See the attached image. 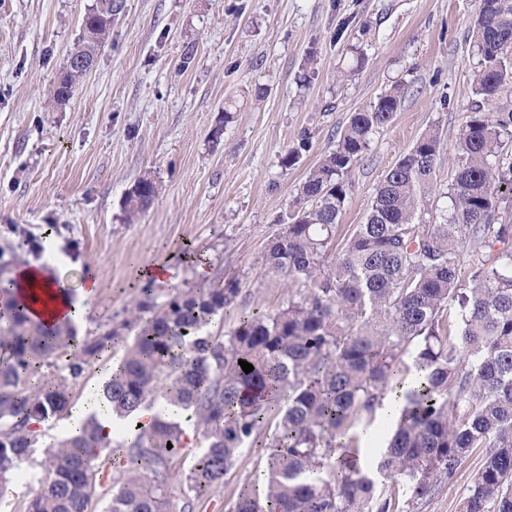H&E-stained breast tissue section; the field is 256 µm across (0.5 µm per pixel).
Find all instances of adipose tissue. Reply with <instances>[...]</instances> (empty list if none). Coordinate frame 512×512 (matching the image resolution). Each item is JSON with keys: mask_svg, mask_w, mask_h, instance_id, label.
I'll list each match as a JSON object with an SVG mask.
<instances>
[{"mask_svg": "<svg viewBox=\"0 0 512 512\" xmlns=\"http://www.w3.org/2000/svg\"><path fill=\"white\" fill-rule=\"evenodd\" d=\"M43 268L38 264L20 267L15 277L21 288L34 293L40 309L38 314L45 322L69 320L75 323L85 318V300L91 299L97 289V276L93 270H86L81 286V299H74L69 292L68 283L59 277H46Z\"/></svg>", "mask_w": 512, "mask_h": 512, "instance_id": "obj_1", "label": "adipose tissue"}]
</instances>
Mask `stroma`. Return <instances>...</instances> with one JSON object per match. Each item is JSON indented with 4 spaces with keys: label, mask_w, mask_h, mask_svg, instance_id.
<instances>
[{
    "label": "stroma",
    "mask_w": 512,
    "mask_h": 512,
    "mask_svg": "<svg viewBox=\"0 0 512 512\" xmlns=\"http://www.w3.org/2000/svg\"><path fill=\"white\" fill-rule=\"evenodd\" d=\"M94 2L0 0V254L52 266L74 294L95 271L79 335L141 297L140 264L168 266L162 294L234 281L247 309H278L293 283L264 266L268 239L351 113L397 84L404 100L354 165L339 222H364L386 171L431 128L439 193L423 221L440 222L448 153L475 99L477 0H123L94 68L58 103ZM291 148L300 159L286 168ZM144 176L160 193L131 220L124 196ZM268 441L258 434L194 512H228L260 485ZM484 455L417 512H457Z\"/></svg>",
    "instance_id": "1"
}]
</instances>
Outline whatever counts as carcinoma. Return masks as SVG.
<instances>
[{"mask_svg": "<svg viewBox=\"0 0 512 512\" xmlns=\"http://www.w3.org/2000/svg\"><path fill=\"white\" fill-rule=\"evenodd\" d=\"M83 25L94 38L74 53L94 59L112 16L95 5ZM473 36L477 99L455 144L442 222L420 219L437 188L440 138L430 129L387 171L365 221L340 235L352 168L401 107L397 85L351 113L336 149L296 189L288 235L267 241L264 265L303 284L276 311L240 307L234 282L163 301L145 288L123 320L81 338L69 321L34 320L17 290L0 287V493L39 443L34 422L67 417L87 367L121 349L104 396L123 420L158 408L152 425L129 441L108 440L88 416L79 434L46 450L25 512H90L107 454L114 473L105 512H193L194 499L223 484L240 450L269 427L268 482L229 512H263L262 497L275 512H415L477 448L489 452L458 512H512V162L502 153L512 109L489 110L512 84V0H478ZM81 76L66 63L56 99H69ZM157 193L154 180L138 179L125 196L128 216L143 214ZM232 310L234 327L215 331ZM240 359L254 370L245 373ZM412 372L376 470L403 486L401 502L342 438ZM175 409L191 413L203 448L172 475L168 462L187 444Z\"/></svg>", "mask_w": 512, "mask_h": 512, "instance_id": "obj_1", "label": "carcinoma"}]
</instances>
